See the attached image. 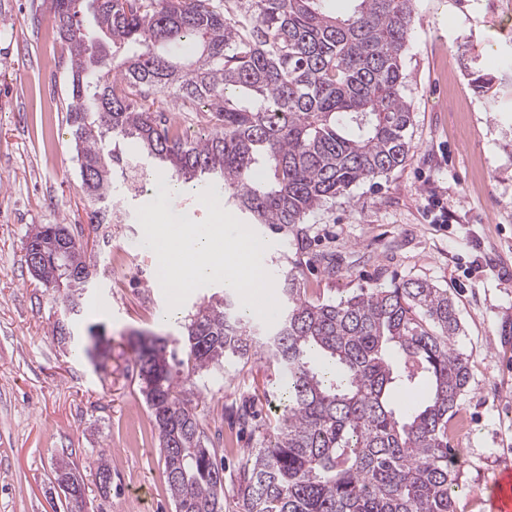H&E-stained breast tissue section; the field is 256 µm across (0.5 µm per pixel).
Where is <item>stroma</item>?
I'll return each mask as SVG.
<instances>
[{
	"instance_id": "35a3bbf8",
	"label": "stroma",
	"mask_w": 512,
	"mask_h": 512,
	"mask_svg": "<svg viewBox=\"0 0 512 512\" xmlns=\"http://www.w3.org/2000/svg\"><path fill=\"white\" fill-rule=\"evenodd\" d=\"M415 12L402 58L409 160L312 212L306 251L295 237L254 230L269 244L262 263L271 276L297 268L302 287L324 300L411 278L454 295L455 347L471 367L460 406L468 428L450 442L455 512H488L486 487L512 457V112L488 111L461 57L512 58V0H415ZM51 21L48 0H0V512H51L61 459L85 483L86 512H175L134 364L137 333H184L182 322H160L167 303L154 256L139 248L136 211L154 196L127 195L114 181L120 223L92 224L66 121L68 52ZM440 202L455 220L438 223ZM37 224L80 227L98 262L65 345L53 334L62 301L26 264ZM91 324L105 328L106 355L83 351ZM202 382L203 395L187 396L221 431L223 512H241L238 472L276 427L287 378L258 353ZM102 460L112 472L106 494L97 486Z\"/></svg>"
}]
</instances>
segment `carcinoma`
I'll list each match as a JSON object with an SVG mask.
<instances>
[{
  "mask_svg": "<svg viewBox=\"0 0 512 512\" xmlns=\"http://www.w3.org/2000/svg\"><path fill=\"white\" fill-rule=\"evenodd\" d=\"M69 54L67 122L81 192L99 224L112 213L115 145L137 139L183 183L202 174L224 184L238 210L302 238L307 216L351 187L408 160L413 123L402 56L413 0H50ZM196 46L179 59L180 46ZM512 69L471 72L492 112L506 109ZM168 94L203 109L211 132L191 143L176 121L148 104ZM45 286L61 268L75 287L65 313L81 312L95 269L73 231L38 224L26 252ZM281 312L265 336L233 295L185 317L179 340H138L137 365L176 512H223L224 467L204 444V422L181 385L262 349L288 373L276 432L244 465L242 512H454L449 424L470 379L454 347L461 331L448 289L427 280L368 288L339 301L312 299L294 270L280 278ZM424 386L421 405L398 409V388ZM55 481L68 504L85 487L60 461Z\"/></svg>",
  "mask_w": 512,
  "mask_h": 512,
  "instance_id": "carcinoma-1",
  "label": "carcinoma"
}]
</instances>
